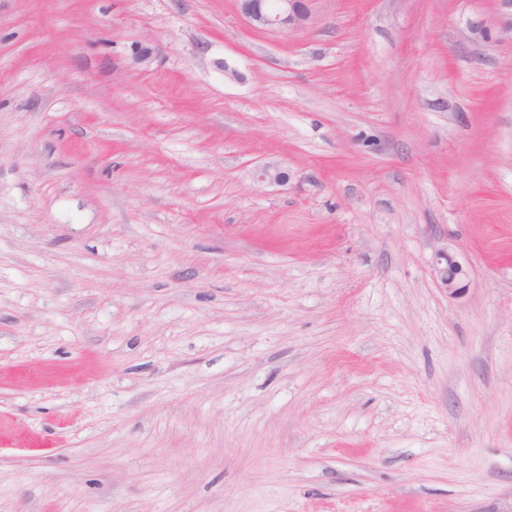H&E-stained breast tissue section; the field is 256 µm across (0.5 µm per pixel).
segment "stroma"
Returning a JSON list of instances; mask_svg holds the SVG:
<instances>
[{
  "mask_svg": "<svg viewBox=\"0 0 512 512\" xmlns=\"http://www.w3.org/2000/svg\"><path fill=\"white\" fill-rule=\"evenodd\" d=\"M499 17L0 0V512H512ZM313 0H237L238 10L257 30L296 31L311 18ZM435 273L444 288L452 296L467 288L468 270L444 248L435 251Z\"/></svg>",
  "mask_w": 512,
  "mask_h": 512,
  "instance_id": "obj_1",
  "label": "stroma"
}]
</instances>
